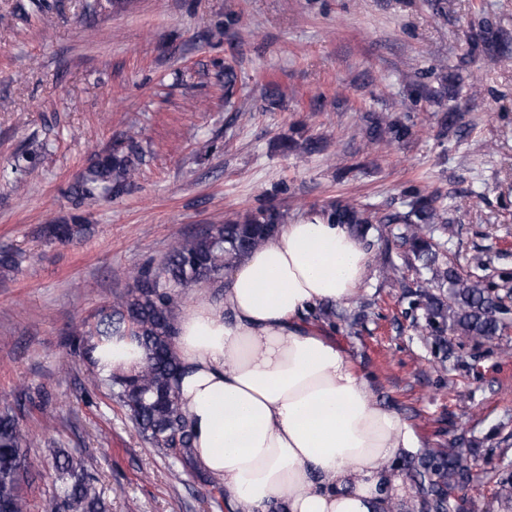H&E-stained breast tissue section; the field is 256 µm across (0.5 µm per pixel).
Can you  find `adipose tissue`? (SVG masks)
<instances>
[{
  "instance_id": "adipose-tissue-1",
  "label": "adipose tissue",
  "mask_w": 512,
  "mask_h": 512,
  "mask_svg": "<svg viewBox=\"0 0 512 512\" xmlns=\"http://www.w3.org/2000/svg\"><path fill=\"white\" fill-rule=\"evenodd\" d=\"M369 256L347 225L308 213L238 260L220 302L198 293L182 314L175 351L185 367L181 407L193 457L224 482V502L248 512H386L410 487L393 461L422 442L309 311L348 303ZM101 378L144 363L125 336L99 342Z\"/></svg>"
}]
</instances>
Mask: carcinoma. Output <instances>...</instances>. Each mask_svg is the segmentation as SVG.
I'll list each match as a JSON object with an SVG mask.
<instances>
[{
    "label": "carcinoma",
    "mask_w": 512,
    "mask_h": 512,
    "mask_svg": "<svg viewBox=\"0 0 512 512\" xmlns=\"http://www.w3.org/2000/svg\"><path fill=\"white\" fill-rule=\"evenodd\" d=\"M235 68L224 66V94L231 101L238 91ZM374 140L401 142L411 135V127L400 119L374 122L369 127ZM300 147L307 154L322 150V141L309 138L302 144L293 140L281 143L283 150ZM140 156L134 140L118 141L112 149L97 156L72 191V203L100 195L118 196L134 184ZM409 210L401 215L374 218L355 204L338 200L319 214L331 224H346L356 233L365 234L372 224H404L410 244L409 263L432 272V278L411 292V305L422 311L423 322L415 323L422 335L431 339L439 350L448 347V335L469 341H486L505 329L509 315L503 299L506 290L500 283L478 274L485 270L483 258L473 259L475 271L464 273L460 264L440 260L439 244L434 234L450 236L452 226L444 222L436 199L416 188L407 191ZM284 215L275 207H262L236 215L222 224L181 238L168 253L159 269L146 265L137 271L134 287L116 297L103 308L97 321L86 330H76L70 337L74 353L90 360L91 341L101 336H128L145 351V363L135 374L98 379L109 395L118 401L134 423L138 435L163 457L171 460V476L191 472L204 484L221 489L213 476L199 472L192 452L191 424L179 403L178 380L182 363L177 357L174 340L180 319L177 289L208 283L215 287L214 298L220 299L224 271L247 252L259 247L273 235ZM90 233L87 224L73 217L71 224H48L43 237L48 242L70 243ZM359 310L353 314L336 313L324 308L311 314L314 320L336 325L340 320L349 328L364 320ZM31 440L16 415L0 413V512H31L24 494L30 479L28 447ZM56 472L49 512H108L105 488L96 472L94 460L74 457L50 449ZM473 459L458 448H424L403 459L397 468L411 474L413 494L409 500L392 503L388 512H451L452 492L471 478ZM498 507L512 510V473L508 466L498 470L491 492Z\"/></svg>",
    "instance_id": "cac0c4a2"
}]
</instances>
